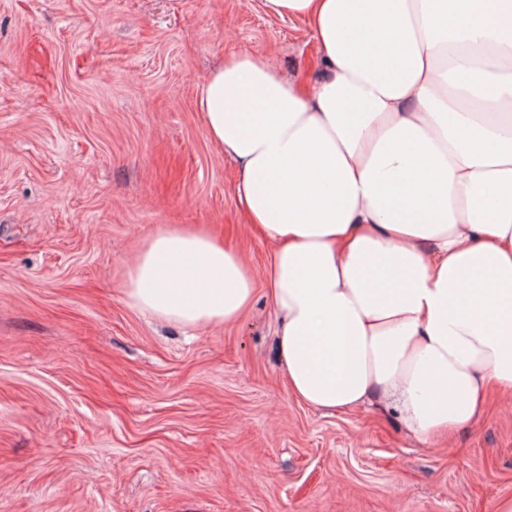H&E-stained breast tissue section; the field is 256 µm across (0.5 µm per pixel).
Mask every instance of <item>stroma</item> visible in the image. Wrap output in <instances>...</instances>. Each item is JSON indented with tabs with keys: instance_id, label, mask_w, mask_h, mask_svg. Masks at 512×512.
Returning <instances> with one entry per match:
<instances>
[{
	"instance_id": "obj_1",
	"label": "stroma",
	"mask_w": 512,
	"mask_h": 512,
	"mask_svg": "<svg viewBox=\"0 0 512 512\" xmlns=\"http://www.w3.org/2000/svg\"><path fill=\"white\" fill-rule=\"evenodd\" d=\"M308 74L263 0H0V512H494L512 401L424 444L395 413L295 401L271 245L197 110L226 55ZM204 225L254 274L237 322L187 327L125 292L159 229Z\"/></svg>"
}]
</instances>
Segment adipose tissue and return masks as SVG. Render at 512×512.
<instances>
[{"label": "adipose tissue", "mask_w": 512, "mask_h": 512, "mask_svg": "<svg viewBox=\"0 0 512 512\" xmlns=\"http://www.w3.org/2000/svg\"><path fill=\"white\" fill-rule=\"evenodd\" d=\"M307 21L310 79L233 54L198 91L266 278L292 396L398 412L421 442L512 399V0H264ZM250 266L172 226L128 272L133 305L238 321Z\"/></svg>", "instance_id": "obj_1"}]
</instances>
